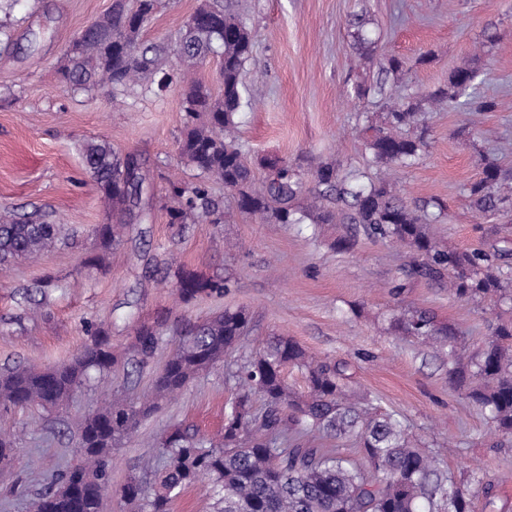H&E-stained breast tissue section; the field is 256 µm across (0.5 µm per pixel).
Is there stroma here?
I'll return each instance as SVG.
<instances>
[{
  "instance_id": "1",
  "label": "stroma",
  "mask_w": 512,
  "mask_h": 512,
  "mask_svg": "<svg viewBox=\"0 0 512 512\" xmlns=\"http://www.w3.org/2000/svg\"><path fill=\"white\" fill-rule=\"evenodd\" d=\"M201 0H158L142 33L147 44H170ZM112 0H19L13 45L0 54V207L23 216L41 210L65 224L68 244L0 271V369L47 368L70 361L106 331L122 350L137 322L165 314L168 326L144 369L115 370L109 386L131 402L151 397L153 379L177 340L181 320H201L242 308L252 318L245 349L225 355L183 390L160 400L123 448L112 456V481L137 474L145 460L162 465L159 442L182 425L209 436L224 429L236 385L230 372L269 335L292 338L310 353L349 365L350 390L378 399L403 416L407 430L453 475L479 469L491 496H476L474 512H512V442L498 443L487 415L448 381V364L420 340L399 335L389 318L400 310H428L464 333L469 349L489 335L493 314L449 296L446 285L405 278L404 250L358 236L350 251L333 241L353 233L347 224H264L240 212L222 185L211 194L225 223L169 224L162 205L168 183L198 182L179 154L185 87L154 93L131 87L111 97L71 91L59 75L64 53ZM254 34L253 56L242 73L249 101L239 136L249 156L290 163L334 158L365 168L357 130L382 106L357 97L375 81L383 57L404 66L401 94L419 96L448 83L460 67L478 70L492 112H460L447 104L427 112L429 145L410 166L389 170L407 204L435 197L445 214L434 231L448 246L474 249L512 240V224L477 218L466 189L481 156L512 166V0H231ZM366 17L369 43L358 50L351 15ZM104 139L137 154L145 180L132 228L119 246L103 248L94 233L112 215L85 173V141ZM210 278L231 276L224 296L182 302L175 269ZM53 288L39 292V281ZM405 280L400 296L391 286ZM90 381L63 410L23 409L0 418L16 431L13 467L0 470V512H30L33 498L74 466L80 423L100 405Z\"/></svg>"
}]
</instances>
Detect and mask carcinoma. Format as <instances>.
<instances>
[{"instance_id": "1", "label": "carcinoma", "mask_w": 512, "mask_h": 512, "mask_svg": "<svg viewBox=\"0 0 512 512\" xmlns=\"http://www.w3.org/2000/svg\"><path fill=\"white\" fill-rule=\"evenodd\" d=\"M142 30L107 11L91 29H83L64 54L62 75L74 91H104L112 97L130 86L170 81L167 58L159 46L145 45ZM254 34L236 14L216 0H205L177 40L186 79L184 132L179 153L202 180L193 185L169 184V223L222 224L224 211L210 196V182L224 184L237 207L265 224H352L355 233L397 243L410 253L409 275L426 281H448L464 303L486 300L512 303V247L508 241L485 249L451 250L435 237L432 225L444 215L436 199L414 207L396 184L381 176L348 168L331 160L318 163L310 178L286 160L264 159L267 170L256 184L255 168L235 134L237 118L248 105L242 73L251 59ZM211 58L220 60L222 83L215 94L189 77L192 68ZM402 62L395 56L379 63L380 78L359 94L378 97L387 112L363 130L372 165L405 167L427 146L422 101L396 95ZM479 72L460 68L426 97L446 101L469 112H492L493 99L476 92ZM84 169L112 210V223L94 232L105 247L117 246L127 228L125 218L141 201L142 164L134 154L122 155L105 140L82 150ZM469 205L486 221L512 213V168L483 159L479 177L467 188ZM67 240L63 225L51 215L19 218L0 209V267L33 257ZM183 302L200 295H224L235 282L174 272ZM164 320L140 322L134 328L130 356L111 350L105 331L88 327L94 340L70 362L47 369L15 366L0 371V410H52L74 396L91 370L104 375L119 363L148 365L159 347ZM250 325L244 309H226L191 325L154 380L156 397L184 388L236 349ZM390 328L446 350L448 379L489 415L495 432L512 438V322L497 323L479 351L470 355L458 331L437 322L425 310L400 311ZM305 371L307 388L297 394L284 383L283 369ZM347 365L318 360L293 339L270 337L263 349L247 357L235 372L237 390L224 415L220 440L180 428L159 443L166 465L153 472V492L136 476L112 485V454L131 438L140 419L153 410L114 396L80 427L76 447L81 464L58 475L36 497L32 512H109L105 489L139 512H171L172 502L198 477H215V512H472L474 488L490 494L491 484L477 473L449 475L437 459L421 451L399 414L379 409L374 400L351 399L346 389ZM260 396L262 408L254 407ZM357 441L368 467L339 448H316L317 437ZM14 438L0 433V467L15 462Z\"/></svg>"}]
</instances>
